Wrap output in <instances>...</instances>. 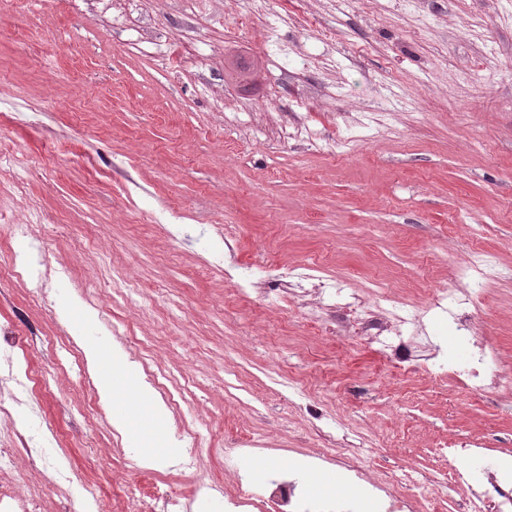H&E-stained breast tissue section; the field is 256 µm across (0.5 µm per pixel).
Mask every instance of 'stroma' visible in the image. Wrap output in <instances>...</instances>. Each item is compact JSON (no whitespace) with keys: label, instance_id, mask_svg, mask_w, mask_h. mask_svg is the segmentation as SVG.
<instances>
[{"label":"stroma","instance_id":"35a3bbf8","mask_svg":"<svg viewBox=\"0 0 512 512\" xmlns=\"http://www.w3.org/2000/svg\"><path fill=\"white\" fill-rule=\"evenodd\" d=\"M0 146L20 156L0 170V270L45 236L41 216L65 226L47 302L0 281V339L43 407L14 414L42 441L0 485L39 492L40 512H82L92 493L151 512L159 482L187 499L202 479L229 491L291 466L327 494L342 470L315 462L324 448L368 449L375 478L512 448V278L487 280L473 318L504 377L482 395L440 373L467 358V306L431 303L473 288L474 249L512 267V0H0ZM222 224L242 292L205 269ZM307 265L319 277L288 292L280 274ZM122 279L137 303L113 300ZM374 288L418 308L398 328L425 347L408 373L340 319ZM77 326L183 398L154 417L123 387L90 413ZM127 407L161 452L116 430ZM194 429L198 466L177 469L172 447ZM451 442L482 453L448 462ZM227 443L250 467L225 469Z\"/></svg>","mask_w":512,"mask_h":512}]
</instances>
